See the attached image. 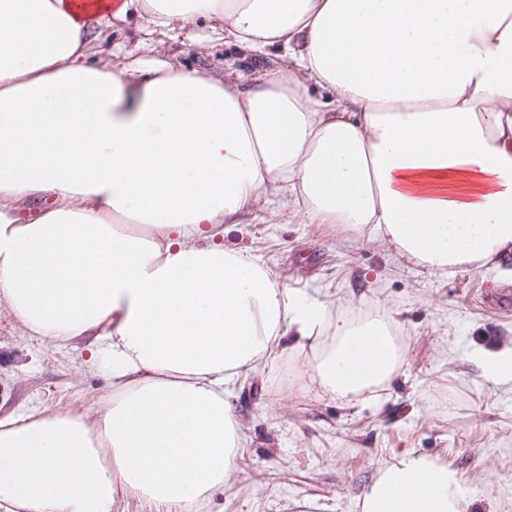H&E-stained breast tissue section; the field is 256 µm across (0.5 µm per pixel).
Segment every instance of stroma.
<instances>
[{
    "instance_id": "1",
    "label": "stroma",
    "mask_w": 512,
    "mask_h": 512,
    "mask_svg": "<svg viewBox=\"0 0 512 512\" xmlns=\"http://www.w3.org/2000/svg\"><path fill=\"white\" fill-rule=\"evenodd\" d=\"M160 34L138 12L115 22L117 44L159 43L161 56L223 72L261 70L276 52L242 55L207 26ZM224 249L267 267L279 288L326 304L333 317L388 311L403 362L369 402L343 403L312 386L304 357L281 355L243 371L228 398L240 425L236 467L202 512H358L357 499L393 454L410 451L457 468L483 512H512V381L491 380L483 351L512 348V253L448 275L409 263L387 242L339 224H308L290 210L250 208L225 225ZM91 337L64 344L28 335L0 310V419L101 412L105 370Z\"/></svg>"
}]
</instances>
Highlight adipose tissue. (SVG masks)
<instances>
[{"instance_id": "adipose-tissue-1", "label": "adipose tissue", "mask_w": 512, "mask_h": 512, "mask_svg": "<svg viewBox=\"0 0 512 512\" xmlns=\"http://www.w3.org/2000/svg\"><path fill=\"white\" fill-rule=\"evenodd\" d=\"M132 9L279 61L98 59L94 25ZM277 196L430 270L511 252L512 0H0V307L34 336H95L111 386L92 423L0 420V512H112L120 494L200 512L235 468L226 395L286 335L324 393L384 388L390 313L330 319L219 244ZM31 197L51 206L20 223ZM357 506L482 512L457 469L409 451Z\"/></svg>"}]
</instances>
